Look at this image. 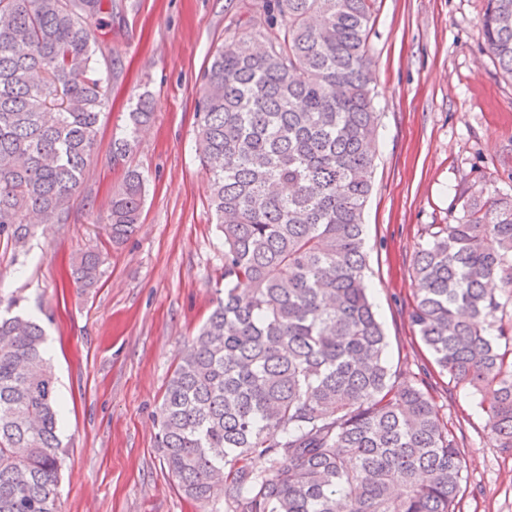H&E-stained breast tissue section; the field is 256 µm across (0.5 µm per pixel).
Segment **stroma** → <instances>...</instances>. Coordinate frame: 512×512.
<instances>
[{"instance_id": "35a3bbf8", "label": "stroma", "mask_w": 512, "mask_h": 512, "mask_svg": "<svg viewBox=\"0 0 512 512\" xmlns=\"http://www.w3.org/2000/svg\"><path fill=\"white\" fill-rule=\"evenodd\" d=\"M487 0H376L368 37L375 104L373 191L366 204L367 284L399 386L426 392L468 465L460 512H512V451L496 448L479 398L438 372L409 315L415 254L430 224L462 213L473 168L512 194V79L480 30ZM236 0H112L95 32L112 92L71 206L24 247L0 239V298L44 328L65 447L57 512H209L187 500L156 444L165 385L210 314L223 266L195 157L201 76ZM151 124L114 155L141 93ZM147 179L134 232L107 246L110 201L128 171ZM106 249L96 287L68 262Z\"/></svg>"}]
</instances>
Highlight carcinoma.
<instances>
[{"instance_id": "carcinoma-1", "label": "carcinoma", "mask_w": 512, "mask_h": 512, "mask_svg": "<svg viewBox=\"0 0 512 512\" xmlns=\"http://www.w3.org/2000/svg\"><path fill=\"white\" fill-rule=\"evenodd\" d=\"M481 30L512 78V0ZM201 76L196 157L221 233L224 286L167 381L158 448L178 487L224 512H456L467 461L436 404L396 389L368 291L363 212L375 111L374 0H241ZM103 0H0V237L22 247L67 212L112 76L93 38ZM152 118L139 98L115 153ZM146 179L112 196L109 239L138 223ZM463 215L429 224L411 322L435 364L480 396L512 448V196L469 180ZM101 253L73 263L93 288ZM43 327L0 317V512H56L61 440ZM266 467L258 469L254 460Z\"/></svg>"}]
</instances>
